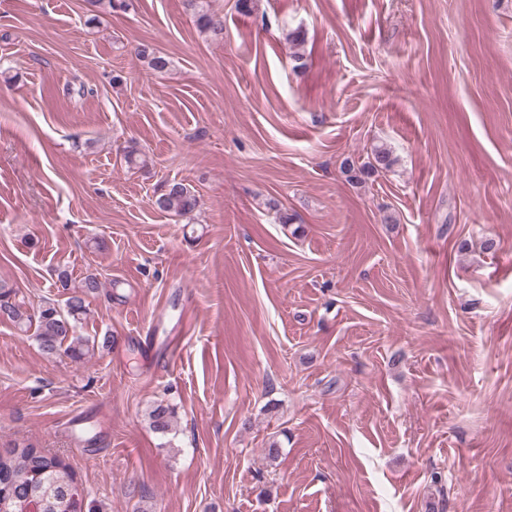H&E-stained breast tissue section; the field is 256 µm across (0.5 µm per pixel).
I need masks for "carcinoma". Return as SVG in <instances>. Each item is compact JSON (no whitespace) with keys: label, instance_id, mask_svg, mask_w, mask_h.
<instances>
[{"label":"carcinoma","instance_id":"obj_1","mask_svg":"<svg viewBox=\"0 0 512 512\" xmlns=\"http://www.w3.org/2000/svg\"><path fill=\"white\" fill-rule=\"evenodd\" d=\"M197 25L215 40L224 38L223 23L206 11L197 13ZM137 55L149 60L157 72L168 67L169 61L149 45L137 47ZM393 163L390 150L377 147L373 150V160L362 165L358 173L370 177L389 169ZM153 205L161 212L188 216L199 207V198L185 184L173 182L155 197ZM58 282L60 287L72 289L65 308L43 301L34 313L16 302L12 287L0 282V318L21 329L35 327V339L44 354L64 352L79 361L89 351V339L80 334L87 311L86 297L97 293L101 283L97 277L88 275L73 288L64 270L58 273ZM148 419L155 432L166 434L175 420V409L168 403L157 402ZM79 492L72 471L58 455L30 444L0 450V512H23V504L31 497L43 501L44 512H83L84 500L74 499Z\"/></svg>","mask_w":512,"mask_h":512}]
</instances>
